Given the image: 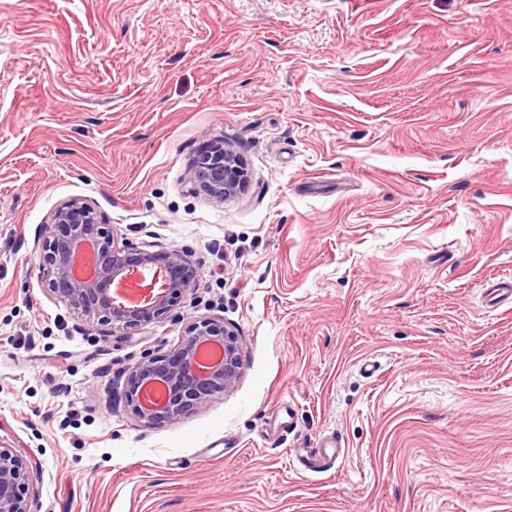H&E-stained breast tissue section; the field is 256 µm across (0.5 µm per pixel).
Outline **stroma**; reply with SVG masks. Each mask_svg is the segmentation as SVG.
Instances as JSON below:
<instances>
[{"instance_id":"obj_1","label":"stroma","mask_w":512,"mask_h":512,"mask_svg":"<svg viewBox=\"0 0 512 512\" xmlns=\"http://www.w3.org/2000/svg\"><path fill=\"white\" fill-rule=\"evenodd\" d=\"M216 139L250 175L221 203L188 175ZM73 198L188 253L158 322L48 292ZM508 276L512 0H0V444L29 512H512V304L483 288ZM202 318L239 382L140 426L128 369ZM323 451L319 453H307L305 456L306 459V467L311 471H321V469L326 468V466L332 462H336L338 459L344 456V452L342 451L341 442L336 439V445L334 442H326L323 446ZM327 448H335L332 452H328Z\"/></svg>"}]
</instances>
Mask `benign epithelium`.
Returning <instances> with one entry per match:
<instances>
[{"label": "benign epithelium", "mask_w": 512, "mask_h": 512, "mask_svg": "<svg viewBox=\"0 0 512 512\" xmlns=\"http://www.w3.org/2000/svg\"><path fill=\"white\" fill-rule=\"evenodd\" d=\"M194 190L216 202L245 191L248 176L234 150L214 140L190 167ZM40 267L46 287L87 323L135 329L152 323L191 287L196 276L189 255L178 248L163 253L119 245L110 225L82 199L57 207L43 225ZM151 278L143 279L144 272ZM143 280L137 304L119 302L113 284ZM242 343L224 322L187 324L181 339L164 354L134 364L124 385L130 414L143 426L173 424L238 383ZM28 471L9 448H0V512H29Z\"/></svg>", "instance_id": "1"}]
</instances>
